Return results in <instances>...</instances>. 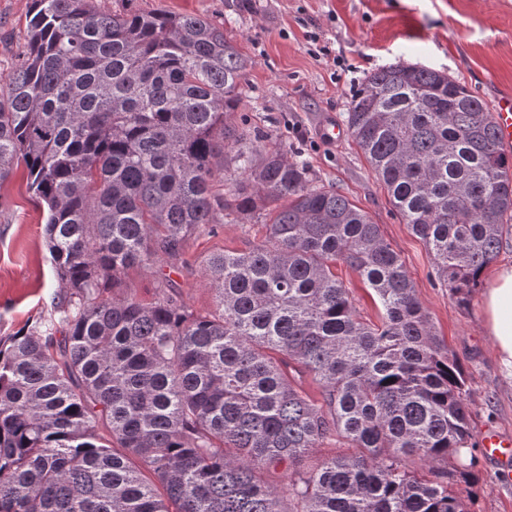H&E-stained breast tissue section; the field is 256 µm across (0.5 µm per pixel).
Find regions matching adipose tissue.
Instances as JSON below:
<instances>
[{"label": "adipose tissue", "instance_id": "ef3b65f1", "mask_svg": "<svg viewBox=\"0 0 512 512\" xmlns=\"http://www.w3.org/2000/svg\"><path fill=\"white\" fill-rule=\"evenodd\" d=\"M481 307L499 361L512 368V265L498 270L482 295Z\"/></svg>", "mask_w": 512, "mask_h": 512}]
</instances>
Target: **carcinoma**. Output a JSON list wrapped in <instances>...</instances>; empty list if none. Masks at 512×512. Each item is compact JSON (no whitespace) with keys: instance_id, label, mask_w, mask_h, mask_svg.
Here are the masks:
<instances>
[{"instance_id":"1","label":"carcinoma","mask_w":512,"mask_h":512,"mask_svg":"<svg viewBox=\"0 0 512 512\" xmlns=\"http://www.w3.org/2000/svg\"><path fill=\"white\" fill-rule=\"evenodd\" d=\"M247 66L204 16L33 0L0 92V182L25 163L65 291L49 318L0 338V512H466L448 484L472 477L475 448L446 483L409 469L467 447L463 368L379 225L226 125ZM346 122L466 302L512 228V156L491 109L398 62L366 76ZM228 161L245 180L226 203L212 188ZM228 208L269 209L266 236L203 260L212 311L163 275L150 302L103 298ZM338 260L375 292L379 323L357 318ZM335 436L352 451L300 469ZM281 466L287 483L263 479Z\"/></svg>"}]
</instances>
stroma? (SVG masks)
<instances>
[{
    "mask_svg": "<svg viewBox=\"0 0 512 512\" xmlns=\"http://www.w3.org/2000/svg\"><path fill=\"white\" fill-rule=\"evenodd\" d=\"M95 6L110 13L201 15L223 27L248 59L241 103L229 125L307 162L319 184L346 195L379 224L436 335L466 372L472 439L486 429L512 436V373L496 357L480 305L499 267L512 264V234L468 303H458L440 283L425 242L402 223L345 128L351 96L366 75L399 60L448 73L491 106L512 93V0H95ZM31 10L32 0H0V77L25 49ZM314 33L335 63L317 58ZM328 114L342 129L333 141L321 131ZM47 218L46 205L27 187L25 165H18L0 183V337L46 316L62 292L46 246ZM264 236L256 219L225 221L217 234L192 235L163 271L189 306L208 312L214 293L203 259ZM335 272L357 316L378 322L381 307L373 290L345 262H337ZM475 475L474 485L453 486L467 512H512V466L503 469L482 458Z\"/></svg>",
    "mask_w": 512,
    "mask_h": 512,
    "instance_id": "1",
    "label": "stroma"
}]
</instances>
